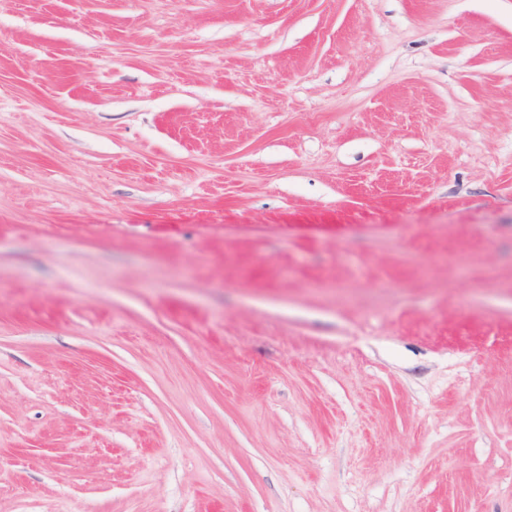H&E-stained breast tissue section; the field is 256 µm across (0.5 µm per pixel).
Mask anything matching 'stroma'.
<instances>
[{
    "instance_id": "1",
    "label": "stroma",
    "mask_w": 512,
    "mask_h": 512,
    "mask_svg": "<svg viewBox=\"0 0 512 512\" xmlns=\"http://www.w3.org/2000/svg\"><path fill=\"white\" fill-rule=\"evenodd\" d=\"M0 512H512V0H0Z\"/></svg>"
}]
</instances>
